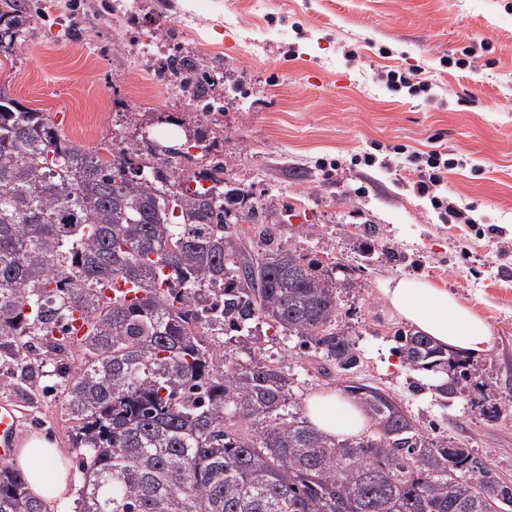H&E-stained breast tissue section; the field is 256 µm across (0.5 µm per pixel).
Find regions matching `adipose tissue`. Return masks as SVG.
I'll return each instance as SVG.
<instances>
[{
    "mask_svg": "<svg viewBox=\"0 0 512 512\" xmlns=\"http://www.w3.org/2000/svg\"><path fill=\"white\" fill-rule=\"evenodd\" d=\"M383 293L405 322L449 352L477 358L490 350L492 336L487 321L447 289L417 276H404L391 280ZM305 412L318 429L338 437L359 436L370 426L368 418L339 391L313 395ZM19 462L30 491L47 507L69 499L71 484L63 455L47 438H29Z\"/></svg>",
    "mask_w": 512,
    "mask_h": 512,
    "instance_id": "1",
    "label": "adipose tissue"
}]
</instances>
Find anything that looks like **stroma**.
I'll list each match as a JSON object with an SVG mask.
<instances>
[{"label":"stroma","instance_id":"stroma-1","mask_svg":"<svg viewBox=\"0 0 512 512\" xmlns=\"http://www.w3.org/2000/svg\"><path fill=\"white\" fill-rule=\"evenodd\" d=\"M122 2L120 21L112 7ZM178 53L223 81L209 115L156 63ZM466 67H457V59ZM421 70L431 98L389 89L382 73ZM0 87L48 113L71 142L95 150L158 141L201 125L209 151L184 171L223 161L299 254L339 263L340 294L356 334L354 376L389 393L428 433L466 444L512 481V0H34L25 42L0 56ZM454 153L444 192L472 208L451 224L413 188L410 154ZM391 156V167L365 155ZM419 276L474 304L494 347L482 376L449 400L395 354L407 330L382 289ZM259 347L294 376L298 394L328 390L296 337L259 324ZM0 365V402L20 437L41 434L80 476L52 365L32 381ZM497 397L500 415L480 407Z\"/></svg>","mask_w":512,"mask_h":512}]
</instances>
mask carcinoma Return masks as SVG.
I'll return each instance as SVG.
<instances>
[{
  "label": "carcinoma",
  "mask_w": 512,
  "mask_h": 512,
  "mask_svg": "<svg viewBox=\"0 0 512 512\" xmlns=\"http://www.w3.org/2000/svg\"><path fill=\"white\" fill-rule=\"evenodd\" d=\"M29 24V0H0V52L12 55ZM159 69L195 99L217 83L180 55ZM224 183L220 161L181 181L151 143L105 162L0 89V357L31 378L39 353L67 374L60 396L85 456L77 512H508L512 484L378 388L342 387L376 427L359 439L303 415L253 329L300 338L325 373L350 371L358 348L339 294L352 283L287 246L250 194ZM119 280L140 297L104 296ZM218 283L224 310L206 315L201 293ZM219 324L247 359L217 355L205 331ZM395 339L412 370L446 376L443 399L480 378L428 336ZM0 512H47L6 462Z\"/></svg>",
  "instance_id": "1"
}]
</instances>
